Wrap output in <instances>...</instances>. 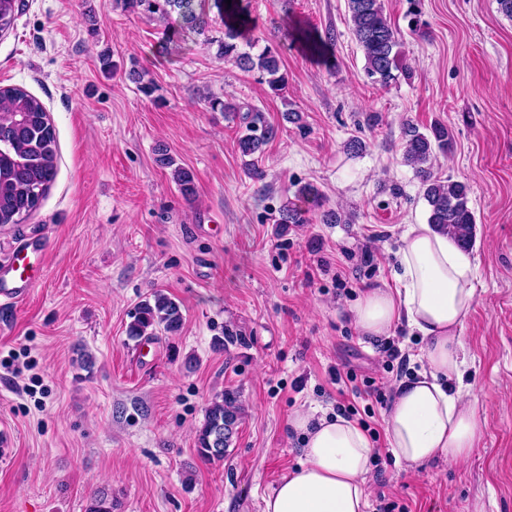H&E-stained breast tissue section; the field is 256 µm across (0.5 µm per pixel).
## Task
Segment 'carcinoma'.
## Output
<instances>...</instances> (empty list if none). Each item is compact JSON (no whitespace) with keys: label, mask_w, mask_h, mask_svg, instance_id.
<instances>
[{"label":"carcinoma","mask_w":512,"mask_h":512,"mask_svg":"<svg viewBox=\"0 0 512 512\" xmlns=\"http://www.w3.org/2000/svg\"><path fill=\"white\" fill-rule=\"evenodd\" d=\"M130 12L140 10L157 14L162 20L175 13L181 24L164 30L171 41L184 29L204 30L207 21L197 12L195 0H120ZM352 32L363 52L365 72L372 82L388 87L398 80L402 70L399 32L385 13L384 0H347ZM214 6L224 19V38L219 41V56L233 62L244 72H255L258 82L274 94L285 90L288 79L281 72L280 56L273 47L253 55L242 49L250 30L251 17L243 0H214ZM20 0H0V31L10 29L19 13ZM292 37L306 43L309 50L324 52L328 42L312 38L301 27L292 28ZM211 108L224 112V117L239 119L238 150L248 158L245 165L254 177H263L259 156L263 147L275 137V128L266 123L261 111L242 107L234 102L213 100ZM452 145V134L441 123L430 126L428 132L407 123L402 128V158L419 178L423 198L428 205L427 223L437 231L454 237L467 250L475 239V215L469 207L467 184L445 181L434 175L433 160L437 152ZM156 162L173 168V179L179 192L187 199L195 195V177L191 170L174 166V160L164 150L158 151ZM57 169L56 133L43 103L20 88H0V224H19L28 215L29 197L40 189L47 193ZM309 210L289 202L279 209L276 223L307 224ZM183 325L179 304L159 290L137 306L128 325L131 339L149 338L161 331L176 334ZM243 415L237 396L225 392L215 398L205 411L204 421L196 430V451L207 461L224 460L232 444L235 429Z\"/></svg>","instance_id":"carcinoma-1"}]
</instances>
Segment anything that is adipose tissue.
I'll return each instance as SVG.
<instances>
[{
	"label": "adipose tissue",
	"instance_id": "obj_1",
	"mask_svg": "<svg viewBox=\"0 0 512 512\" xmlns=\"http://www.w3.org/2000/svg\"><path fill=\"white\" fill-rule=\"evenodd\" d=\"M396 287L368 289L354 307L360 335L392 336L398 323L421 337L420 370L401 380L385 415L389 451L414 471L434 459H468L484 426L462 396L466 358L458 333L476 296L469 256L428 224L406 225ZM303 438V459L280 480L263 512H366L367 475L375 456L368 433L324 410L291 422Z\"/></svg>",
	"mask_w": 512,
	"mask_h": 512
}]
</instances>
